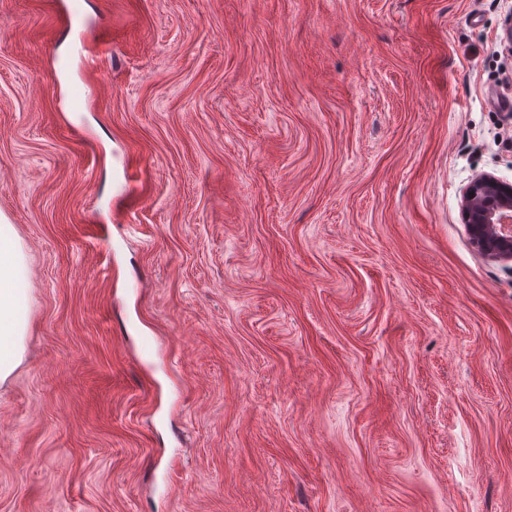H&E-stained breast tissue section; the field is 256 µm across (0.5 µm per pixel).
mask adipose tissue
Listing matches in <instances>:
<instances>
[{
  "label": "adipose tissue",
  "instance_id": "adipose-tissue-1",
  "mask_svg": "<svg viewBox=\"0 0 512 512\" xmlns=\"http://www.w3.org/2000/svg\"><path fill=\"white\" fill-rule=\"evenodd\" d=\"M28 270L23 246L13 225L0 224V385L19 365L25 349L29 303L22 283Z\"/></svg>",
  "mask_w": 512,
  "mask_h": 512
}]
</instances>
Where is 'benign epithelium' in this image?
<instances>
[{
  "label": "benign epithelium",
  "instance_id": "1",
  "mask_svg": "<svg viewBox=\"0 0 512 512\" xmlns=\"http://www.w3.org/2000/svg\"><path fill=\"white\" fill-rule=\"evenodd\" d=\"M474 243L493 261L512 259V184L488 173L465 188L461 206Z\"/></svg>",
  "mask_w": 512,
  "mask_h": 512
}]
</instances>
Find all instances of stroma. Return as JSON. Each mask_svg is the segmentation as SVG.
<instances>
[{"instance_id": "35a3bbf8", "label": "stroma", "mask_w": 512, "mask_h": 512, "mask_svg": "<svg viewBox=\"0 0 512 512\" xmlns=\"http://www.w3.org/2000/svg\"><path fill=\"white\" fill-rule=\"evenodd\" d=\"M69 3L0 0V512H512V0ZM461 215L486 258L512 259L511 182L488 173L476 175L464 190ZM0 385L21 362L25 349L29 305L28 289L22 288L28 265L13 224L0 221Z\"/></svg>"}]
</instances>
